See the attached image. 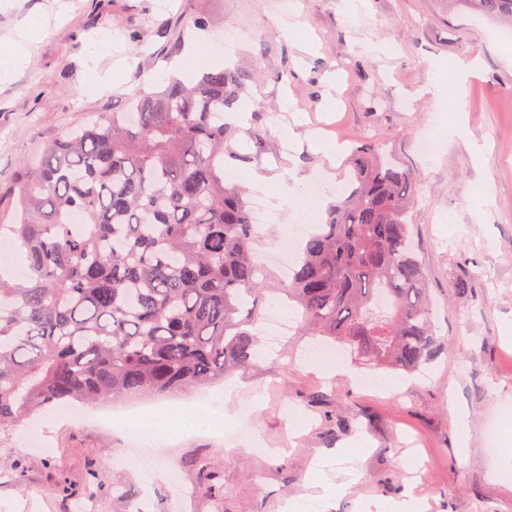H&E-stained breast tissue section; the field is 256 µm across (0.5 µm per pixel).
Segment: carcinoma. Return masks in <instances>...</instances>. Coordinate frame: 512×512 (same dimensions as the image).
<instances>
[{
	"instance_id": "carcinoma-1",
	"label": "carcinoma",
	"mask_w": 512,
	"mask_h": 512,
	"mask_svg": "<svg viewBox=\"0 0 512 512\" xmlns=\"http://www.w3.org/2000/svg\"><path fill=\"white\" fill-rule=\"evenodd\" d=\"M467 3L512 26V0ZM245 80L221 69L141 87L25 170L14 217L0 224L27 268L0 276V428L203 386L255 354L257 299L275 275L253 262L247 191L224 179V163L243 159L228 149L224 112ZM347 182L280 290L304 335L415 372L443 341L410 237L412 177L364 140Z\"/></svg>"
}]
</instances>
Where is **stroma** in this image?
<instances>
[{
	"label": "stroma",
	"mask_w": 512,
	"mask_h": 512,
	"mask_svg": "<svg viewBox=\"0 0 512 512\" xmlns=\"http://www.w3.org/2000/svg\"><path fill=\"white\" fill-rule=\"evenodd\" d=\"M45 25L31 62L0 81V217H10L18 183L48 144L120 105L140 71L164 82L192 43L223 41L244 28L228 68L249 74L236 110L246 120L232 148L247 161L229 171L269 177L292 170L300 182L337 181L345 155L315 150L310 129L348 144L374 137L413 175L411 232L444 341L421 374L382 371L340 356L346 371L311 364L315 337L296 314L276 346L228 368L237 387L225 427L247 423L253 441L227 443L203 430L172 441L150 473L119 465L130 431L50 412L0 430V460L21 465L15 483L0 473V512H74L96 488L93 512H283L314 494L319 462L345 452L354 461L346 489L310 512H362L411 494L428 512H512V476L488 463L512 452V43L503 26L464 0H0V48L31 16ZM206 27L187 38L181 17ZM147 48L131 51V35ZM476 62L453 88L458 111L436 90L448 69ZM437 130L440 148L424 161L416 142ZM296 143L285 153L282 136ZM470 283L467 292L455 287ZM45 447H27L31 427ZM183 487H171L167 466ZM125 486L131 499L113 496Z\"/></svg>",
	"instance_id": "35a3bbf8"
}]
</instances>
